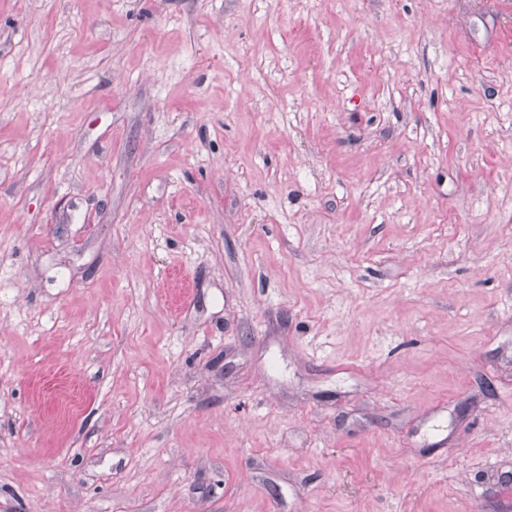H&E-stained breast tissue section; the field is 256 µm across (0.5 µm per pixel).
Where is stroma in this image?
Segmentation results:
<instances>
[{"instance_id": "35a3bbf8", "label": "stroma", "mask_w": 512, "mask_h": 512, "mask_svg": "<svg viewBox=\"0 0 512 512\" xmlns=\"http://www.w3.org/2000/svg\"><path fill=\"white\" fill-rule=\"evenodd\" d=\"M0 512H512V0H0Z\"/></svg>"}]
</instances>
